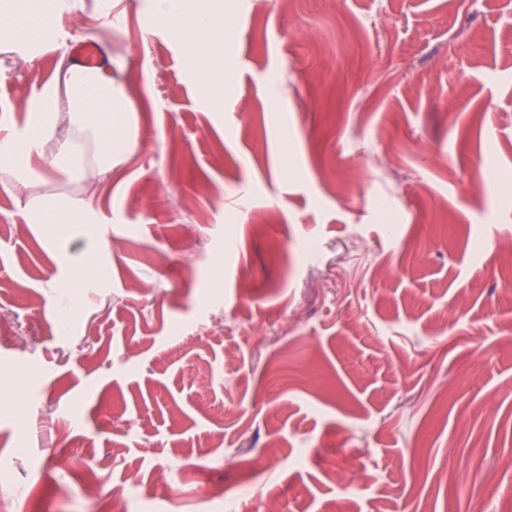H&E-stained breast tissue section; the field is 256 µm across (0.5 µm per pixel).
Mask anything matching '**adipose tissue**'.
I'll use <instances>...</instances> for the list:
<instances>
[{"label":"adipose tissue","mask_w":512,"mask_h":512,"mask_svg":"<svg viewBox=\"0 0 512 512\" xmlns=\"http://www.w3.org/2000/svg\"><path fill=\"white\" fill-rule=\"evenodd\" d=\"M58 0H22L15 14L0 23V46H19L33 41L38 32L55 28ZM155 22L172 36L188 43L197 84L205 94L215 91L213 61L223 42L224 28L219 25L209 5L188 7L186 0H162ZM127 109L121 92L103 70L65 62L54 82L29 108L24 129L0 135V170L9 172L16 184L27 185L43 176L35 158L48 160L61 171L79 170L86 178H104L129 151L130 140L114 124L113 113ZM88 133L94 150L91 158L77 156L64 134L65 128ZM42 212L52 242L67 239L73 225L92 223L88 210L75 209L53 199L41 201Z\"/></svg>","instance_id":"adipose-tissue-1"}]
</instances>
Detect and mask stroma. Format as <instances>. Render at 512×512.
I'll return each instance as SVG.
<instances>
[{
    "label": "stroma",
    "mask_w": 512,
    "mask_h": 512,
    "mask_svg": "<svg viewBox=\"0 0 512 512\" xmlns=\"http://www.w3.org/2000/svg\"><path fill=\"white\" fill-rule=\"evenodd\" d=\"M221 4L217 99L156 0L0 49V128L85 41L134 105L111 176L0 180V499L112 512L91 451L125 512H512V0ZM34 209L44 214L34 224H46L48 237L54 243L67 239L74 224H93V218L87 209L77 210L73 205L63 206L54 199L43 200ZM100 462L94 455H85L79 465V470L84 472L92 480L94 496L101 501L112 500V510L114 512H123L120 507L119 490L115 485L103 483L97 479V472Z\"/></svg>",
    "instance_id": "1"
}]
</instances>
